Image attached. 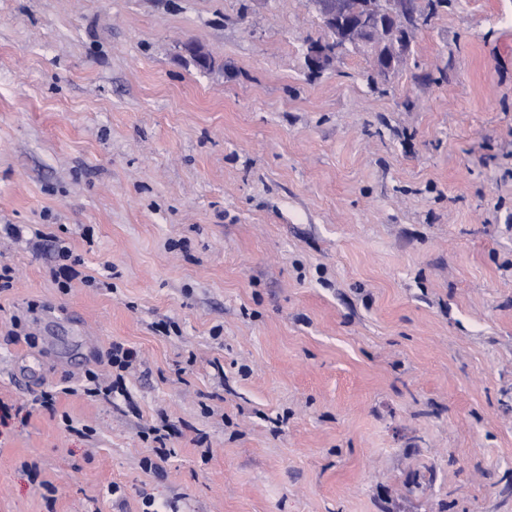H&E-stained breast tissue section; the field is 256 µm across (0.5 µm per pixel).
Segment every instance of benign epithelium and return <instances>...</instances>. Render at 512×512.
Instances as JSON below:
<instances>
[{"label": "benign epithelium", "instance_id": "benign-epithelium-1", "mask_svg": "<svg viewBox=\"0 0 512 512\" xmlns=\"http://www.w3.org/2000/svg\"><path fill=\"white\" fill-rule=\"evenodd\" d=\"M329 34L325 41L309 44L305 61L309 70L322 72L349 51L368 58L377 80L387 82L403 66L421 18L408 0H310ZM178 49L203 69L214 66L199 44L182 43Z\"/></svg>", "mask_w": 512, "mask_h": 512}]
</instances>
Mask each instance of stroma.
<instances>
[{
    "mask_svg": "<svg viewBox=\"0 0 512 512\" xmlns=\"http://www.w3.org/2000/svg\"><path fill=\"white\" fill-rule=\"evenodd\" d=\"M414 9L382 83L309 0H0V512H512V0ZM56 258L58 262H69L59 264L58 270L53 272V279L57 288L62 291H67L71 288V282L73 279L79 276V272L75 270V265L81 264V259L78 256H74L71 249L68 247H60L56 251ZM138 362V354L133 348L126 347L125 344L116 342L108 353L107 365L110 368L112 376L111 382L102 386L99 382L98 374L89 371L86 380L92 383V388H86V392L92 396L103 395L105 399H110L112 393H125V374L132 369Z\"/></svg>",
    "mask_w": 512,
    "mask_h": 512,
    "instance_id": "stroma-1",
    "label": "stroma"
}]
</instances>
